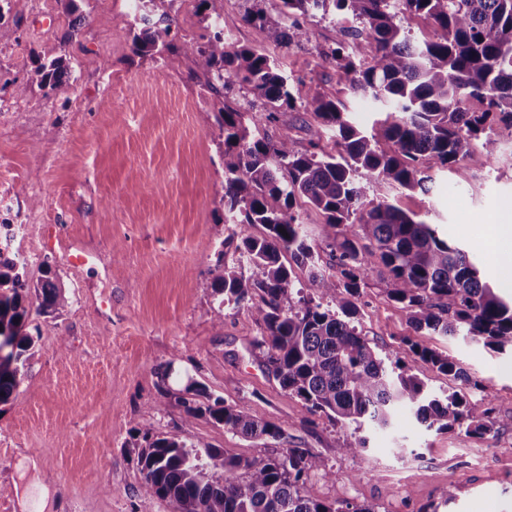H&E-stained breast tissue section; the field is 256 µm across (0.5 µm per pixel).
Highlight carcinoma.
Listing matches in <instances>:
<instances>
[{
    "label": "carcinoma",
    "instance_id": "cac0c4a2",
    "mask_svg": "<svg viewBox=\"0 0 512 512\" xmlns=\"http://www.w3.org/2000/svg\"><path fill=\"white\" fill-rule=\"evenodd\" d=\"M137 2L160 18L144 22L133 35L135 55H190L210 90L226 98L239 87L251 95L246 111L226 102L214 113L224 134V223L238 227L223 242L238 253L237 262L227 264L221 249L211 270L218 320L224 321V306L251 302V314L265 326L260 344L280 386L308 412L353 426L343 441L346 454L364 452L367 437L360 431L388 428L397 406L427 430L463 429L481 438L497 424L511 426L512 417H492L491 402L474 404L462 389L428 390L410 367L419 359L467 384L458 363L404 337L393 351L392 369L362 337L356 320L368 270L379 265L390 277L391 302L414 332L462 336L497 353L512 351V303L481 281L468 253L415 215L370 198L376 182L423 188V170L452 169L480 138L492 148L486 130L495 121L512 126V0H278L274 17L246 9L243 20L261 28L276 47L308 38L306 20L316 11L334 9L352 23L320 55L345 75L350 91L384 108L385 119L370 134L348 119L345 101L288 85L266 49L225 42L216 21L199 39L177 41L171 38L174 0ZM413 18L431 23L436 39L412 38L404 23ZM68 79L59 57L38 63L28 85L49 93ZM472 101L482 108L471 109ZM298 105L318 120L307 145H298L286 125L274 138L260 130ZM302 202L325 217L327 271L314 261L298 212ZM256 226L259 235L249 232ZM7 251L0 242V337H6L8 361L0 367V402L20 386L33 355L34 340L26 332L31 312L55 318L69 304L51 269L32 286L25 262ZM294 265L307 271L300 288ZM185 392L189 420L202 417L245 438L285 436L281 426L255 420L196 381ZM138 464L142 492L169 500L174 512H375L339 497L326 503L308 496L311 473L332 477L309 448L241 458L219 448L200 450L176 436L147 434Z\"/></svg>",
    "mask_w": 512,
    "mask_h": 512
}]
</instances>
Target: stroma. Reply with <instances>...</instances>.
Masks as SVG:
<instances>
[{"instance_id": "obj_1", "label": "stroma", "mask_w": 512, "mask_h": 512, "mask_svg": "<svg viewBox=\"0 0 512 512\" xmlns=\"http://www.w3.org/2000/svg\"><path fill=\"white\" fill-rule=\"evenodd\" d=\"M76 38L62 36L74 17L63 0H9L0 25L14 28L0 45V224L12 225L10 251L25 255L38 280L51 267L70 298L42 326L24 380L0 403V512H30L41 492L44 512H174L144 495L138 465L144 433L174 435L240 457L277 447L311 449L331 478L310 476L309 496L344 497L376 512H512V427L481 438L428 431L398 411L392 428L366 429V450L342 451L345 427L309 413L288 395L257 345L265 328L247 305L216 320L210 283L215 254L228 235L219 189L224 136L213 114L224 105L192 57L140 58L131 50L130 0H78ZM245 0H175L179 40L198 38L222 14L232 41L264 45L241 17ZM346 22L309 18L308 41L274 57L293 80L343 98L367 128L379 119L342 73L320 56ZM61 57L71 78L51 95L25 83L36 59ZM493 151L474 145L452 170L433 174L427 190L375 184L388 200L463 248L483 282L512 299V248L488 242L494 216L512 205V127L493 125ZM388 274L374 267L358 300L359 327L380 355L411 328L387 296ZM420 346L460 364L490 399L499 419L512 417V353L436 335ZM256 419L280 425L282 442L247 440L206 419L186 421L187 380ZM453 499H446L448 485Z\"/></svg>"}]
</instances>
